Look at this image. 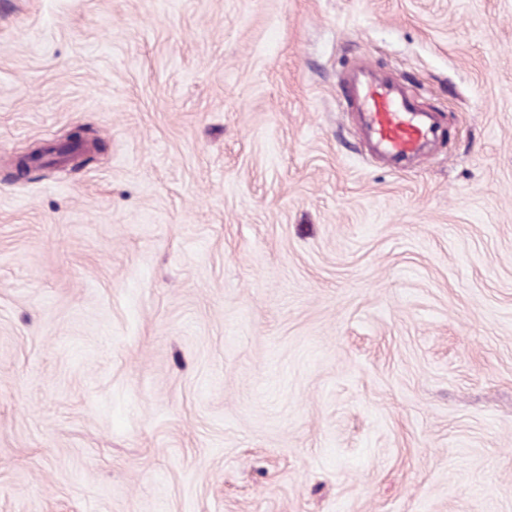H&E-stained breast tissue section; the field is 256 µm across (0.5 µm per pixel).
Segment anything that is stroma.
<instances>
[{
	"label": "stroma",
	"mask_w": 512,
	"mask_h": 512,
	"mask_svg": "<svg viewBox=\"0 0 512 512\" xmlns=\"http://www.w3.org/2000/svg\"><path fill=\"white\" fill-rule=\"evenodd\" d=\"M0 512H512V0H0ZM340 104L357 113V135L368 152L403 170L404 159L423 154L439 141L442 130L435 112L419 107L403 86L366 66L343 82Z\"/></svg>",
	"instance_id": "1"
}]
</instances>
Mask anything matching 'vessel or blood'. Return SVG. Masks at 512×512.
I'll return each mask as SVG.
<instances>
[{"instance_id":"vessel-or-blood-1","label":"vessel or blood","mask_w":512,"mask_h":512,"mask_svg":"<svg viewBox=\"0 0 512 512\" xmlns=\"http://www.w3.org/2000/svg\"><path fill=\"white\" fill-rule=\"evenodd\" d=\"M345 87L342 105L356 112L357 135L372 156L398 165L441 137L436 113L419 107L400 83L372 67Z\"/></svg>"}]
</instances>
